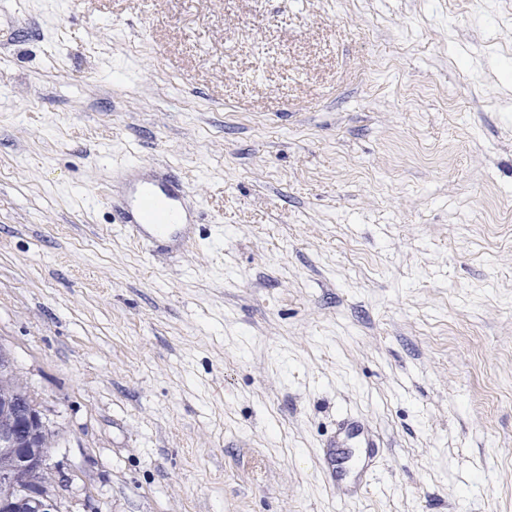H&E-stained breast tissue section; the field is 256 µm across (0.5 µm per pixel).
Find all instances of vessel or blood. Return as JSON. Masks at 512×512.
Returning a JSON list of instances; mask_svg holds the SVG:
<instances>
[{"instance_id": "1", "label": "vessel or blood", "mask_w": 512, "mask_h": 512, "mask_svg": "<svg viewBox=\"0 0 512 512\" xmlns=\"http://www.w3.org/2000/svg\"><path fill=\"white\" fill-rule=\"evenodd\" d=\"M108 201L115 223L143 246L179 253L198 239L195 208L169 169H159L146 177L137 168H128L124 178L109 191ZM362 432L359 421H344L323 450L325 464L335 466L347 453V438Z\"/></svg>"}]
</instances>
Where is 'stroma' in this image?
Here are the masks:
<instances>
[{"mask_svg": "<svg viewBox=\"0 0 512 512\" xmlns=\"http://www.w3.org/2000/svg\"><path fill=\"white\" fill-rule=\"evenodd\" d=\"M0 349L60 512H512V0H0ZM107 199L114 211V224H122L145 247L180 253L198 239L195 207L168 167L149 177L129 167L124 178L112 185ZM153 205L160 210L153 212ZM363 433L362 424L357 420H347L342 423L338 434L333 437L323 448V460L336 476V462L343 459L347 454L346 439L357 437Z\"/></svg>", "mask_w": 512, "mask_h": 512, "instance_id": "obj_1", "label": "stroma"}]
</instances>
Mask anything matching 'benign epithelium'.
Segmentation results:
<instances>
[{"instance_id": "obj_1", "label": "benign epithelium", "mask_w": 512, "mask_h": 512, "mask_svg": "<svg viewBox=\"0 0 512 512\" xmlns=\"http://www.w3.org/2000/svg\"><path fill=\"white\" fill-rule=\"evenodd\" d=\"M44 427L39 406L28 399L13 412L10 423L0 429V442L14 449L13 468L30 475L29 483L17 497L0 501V512H58L55 488L37 479L50 467L49 451L34 446L36 434Z\"/></svg>"}]
</instances>
